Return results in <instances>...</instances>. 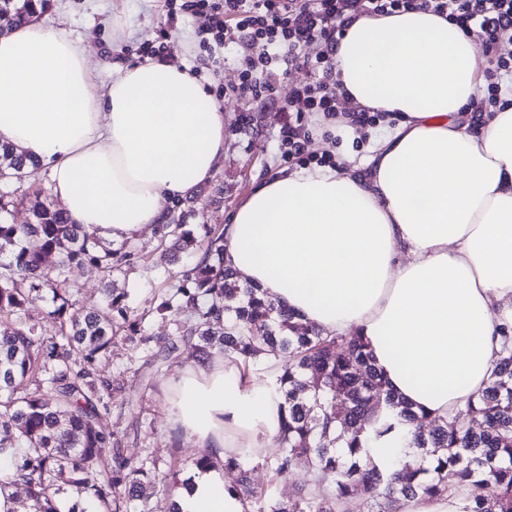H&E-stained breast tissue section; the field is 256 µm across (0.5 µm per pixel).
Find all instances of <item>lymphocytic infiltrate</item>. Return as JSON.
<instances>
[{
	"mask_svg": "<svg viewBox=\"0 0 512 512\" xmlns=\"http://www.w3.org/2000/svg\"><path fill=\"white\" fill-rule=\"evenodd\" d=\"M182 8L212 16L211 26L199 33L200 47L235 39L249 43L252 52L241 61L239 91L283 113L277 135L282 158L300 165L306 162L305 120L316 118L319 128L327 130L338 117L333 55L336 37L352 16L423 9L472 34L483 50L501 39L512 40V0H184ZM311 41L324 45L313 59L301 53ZM300 67L308 70L309 82L279 101L274 78Z\"/></svg>",
	"mask_w": 512,
	"mask_h": 512,
	"instance_id": "f902f5d3",
	"label": "lymphocytic infiltrate"
}]
</instances>
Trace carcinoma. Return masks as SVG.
<instances>
[{"mask_svg": "<svg viewBox=\"0 0 512 512\" xmlns=\"http://www.w3.org/2000/svg\"><path fill=\"white\" fill-rule=\"evenodd\" d=\"M49 0H0V14L15 24L27 23ZM24 157L11 145H0V216L10 212L27 192L11 188L24 182ZM35 192L30 221L10 224L0 219V461L12 465L0 478V495L25 487L31 512H61L59 496L68 490L67 512H87L84 498L97 512H124L130 498L142 501V512H179L172 487L159 473L145 469L135 453L122 447L94 417L108 411L112 382L100 369L112 352L118 330L146 344L142 315H128L125 295L114 288L134 256L126 242L105 249L70 224L62 212ZM180 212L161 227V240L171 247L191 248L196 262L174 292L150 307L158 315L185 306L193 317L181 326L167 351L155 356L162 367L181 349L193 363L219 351L244 372L256 361H284L276 376L280 403L279 454L270 463L275 480L288 479L296 451L312 454L309 481L294 490L293 503L258 492L248 479L247 453L241 448L214 461L211 450L200 453L197 468L221 465L240 474L233 487L242 512H341L357 495L398 512L403 500L441 495L463 496L462 512H512V337L503 336L501 357L486 387L469 398L447 420L412 412L393 413L396 403L370 362L368 345L357 334L329 336L303 328L293 314L251 286H240L224 266V230L210 228L194 240ZM56 258V273L46 268ZM84 264L102 274L103 305L82 310L62 288L67 273ZM22 281L26 291L17 287ZM49 292L58 322L47 335L29 313L33 298ZM123 323H115L114 315ZM110 448L105 456L101 449ZM400 451V469L376 462ZM457 482L448 484V469Z\"/></svg>", "mask_w": 512, "mask_h": 512, "instance_id": "carcinoma-1", "label": "carcinoma"}]
</instances>
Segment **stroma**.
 <instances>
[{
	"label": "stroma",
	"instance_id": "stroma-1",
	"mask_svg": "<svg viewBox=\"0 0 512 512\" xmlns=\"http://www.w3.org/2000/svg\"><path fill=\"white\" fill-rule=\"evenodd\" d=\"M40 23L64 31L79 40L93 61L108 59L109 65L100 73L102 84H109L118 68L140 65L136 53L147 39L162 38L171 64L188 69L209 90L220 94L224 111V159L213 179L196 190L189 220L195 236H203L206 228L229 224L239 203L261 180L283 169L276 134L282 115L262 108L259 102L236 94L240 82L235 65L216 67L211 55L200 48L197 34L209 24L203 14L178 15L170 19L164 0H50L39 18ZM252 111L256 130L252 137L231 131L241 111ZM370 128L359 129L355 136H346L336 129L334 137L321 130L310 129L305 154L317 159L343 154H364L369 143ZM138 250L131 259L125 278L119 285L128 293L127 303L134 311L146 312L143 323L151 341L117 338L112 356L105 367L115 387L109 414L98 419V426L116 433L125 447L135 452L146 467L164 472L171 458L180 462V480L192 478L197 468L199 449L172 416L175 384L192 369L186 357L170 360L158 372L148 366L152 356L164 351L173 336L178 320L187 319V311L160 317L149 313L154 298L171 291L195 264L192 252L179 253L165 261L160 257L158 232L137 237ZM279 452L278 445L261 444L254 448L248 467L251 483L262 491L288 494L292 486L310 478L308 450H298L288 481L276 483L268 467Z\"/></svg>",
	"mask_w": 512,
	"mask_h": 512
}]
</instances>
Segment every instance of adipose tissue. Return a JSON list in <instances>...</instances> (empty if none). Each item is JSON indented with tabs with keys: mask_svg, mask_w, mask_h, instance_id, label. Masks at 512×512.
<instances>
[{
	"mask_svg": "<svg viewBox=\"0 0 512 512\" xmlns=\"http://www.w3.org/2000/svg\"><path fill=\"white\" fill-rule=\"evenodd\" d=\"M474 38L435 13L360 15L333 56L354 110L394 112L345 167L257 185L224 230V263L332 336L359 333L398 401L445 418L481 391L512 333V81L478 112ZM0 143L48 168L69 223L105 241L167 221L168 202L224 158V112L162 62L98 80L78 41L30 22L0 36ZM273 387L214 362L179 381L173 417L217 456L271 441ZM180 512H241L218 472L174 496Z\"/></svg>",
	"mask_w": 512,
	"mask_h": 512,
	"instance_id": "adipose-tissue-1",
	"label": "adipose tissue"
}]
</instances>
